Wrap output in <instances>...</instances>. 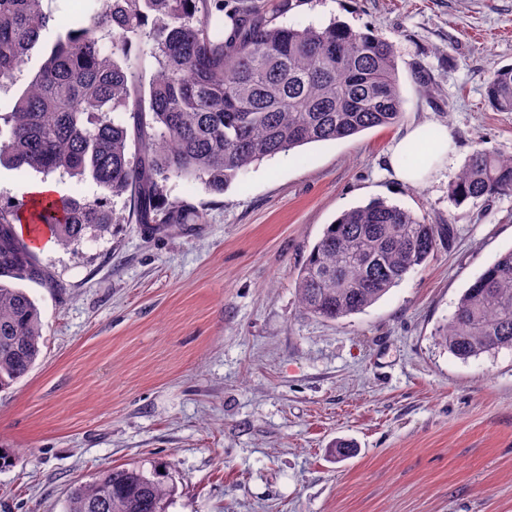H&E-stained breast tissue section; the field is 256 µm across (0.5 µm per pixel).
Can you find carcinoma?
<instances>
[{
  "label": "carcinoma",
  "instance_id": "carcinoma-1",
  "mask_svg": "<svg viewBox=\"0 0 512 512\" xmlns=\"http://www.w3.org/2000/svg\"><path fill=\"white\" fill-rule=\"evenodd\" d=\"M302 0H91L61 24L43 0H0V89L23 70L43 31L61 27L39 71L0 114V160L45 174L90 176L93 200L56 196L29 211L0 195V278L37 279L15 225H47L61 245L113 224H200L169 200L172 177L215 193L265 158L397 124V56L371 31L334 22H279ZM488 106L512 113V66L485 87ZM141 144L129 153V141ZM127 196L118 211L112 198ZM512 195V156L476 147L448 186L457 204ZM410 210L373 201L327 225L299 270L302 311L338 321L364 311L453 236ZM440 345L467 360L512 349V249L464 291L439 329ZM39 312L21 288L0 283V390L40 353ZM165 474L112 467L70 488L64 512H167Z\"/></svg>",
  "mask_w": 512,
  "mask_h": 512
}]
</instances>
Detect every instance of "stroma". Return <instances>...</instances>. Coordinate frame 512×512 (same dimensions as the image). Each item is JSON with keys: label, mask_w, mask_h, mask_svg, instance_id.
I'll return each instance as SVG.
<instances>
[{"label": "stroma", "mask_w": 512, "mask_h": 512, "mask_svg": "<svg viewBox=\"0 0 512 512\" xmlns=\"http://www.w3.org/2000/svg\"><path fill=\"white\" fill-rule=\"evenodd\" d=\"M284 24L388 39L402 117L241 172L224 193L173 178L200 224H115L32 252L40 354L0 391V512H62L104 467L165 466L169 512H512V349L466 360L437 331L512 249V195L448 196L475 146L512 155L484 103L512 65V0H305ZM443 127L447 171L399 182L393 145ZM383 200L454 235L365 311L303 315L295 279L327 224ZM340 439L352 455H332Z\"/></svg>", "instance_id": "stroma-1"}]
</instances>
